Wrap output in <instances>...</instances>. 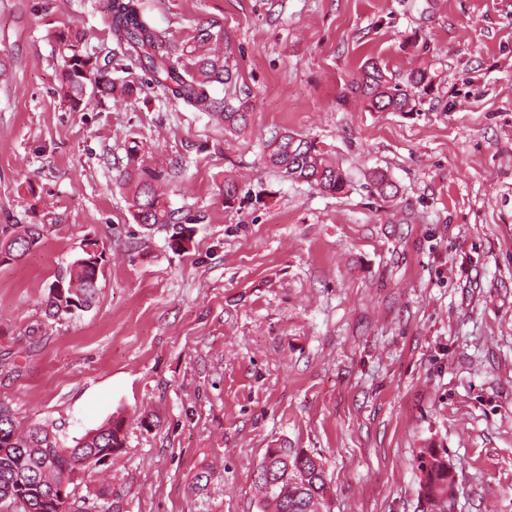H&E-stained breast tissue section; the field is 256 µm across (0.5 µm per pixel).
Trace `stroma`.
Segmentation results:
<instances>
[{"label": "stroma", "instance_id": "obj_1", "mask_svg": "<svg viewBox=\"0 0 512 512\" xmlns=\"http://www.w3.org/2000/svg\"><path fill=\"white\" fill-rule=\"evenodd\" d=\"M104 3L0 0V224L49 227L0 265V404L68 440L125 417L123 452L78 482L82 512H259L270 448L322 460L326 512H426L424 448L454 469L448 512H512V0H143L173 44L221 32L250 95L236 135L123 61L133 98L61 104L53 35L105 57ZM370 58L400 79L429 65L417 111L350 93ZM286 129L350 190L266 166ZM134 140L199 218L187 251L132 218L117 178ZM377 170L394 199L372 194ZM89 236L96 302L48 321L40 301Z\"/></svg>", "mask_w": 512, "mask_h": 512}]
</instances>
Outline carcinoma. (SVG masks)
I'll return each instance as SVG.
<instances>
[{
    "mask_svg": "<svg viewBox=\"0 0 512 512\" xmlns=\"http://www.w3.org/2000/svg\"><path fill=\"white\" fill-rule=\"evenodd\" d=\"M112 37L118 54L147 75L148 83L162 88L169 99L205 112L224 122V130L237 133L247 126L248 98L236 94L219 97L215 85H231L236 79V65L230 57L206 49L219 41L221 33L199 30L195 41L180 47L172 45L145 14L140 0H107ZM62 62L57 89L60 102L72 106L92 88L102 98L132 97L137 88L112 78L109 63L84 51L82 38L70 33L56 35ZM432 79L427 68L412 72L400 83L388 75V69L368 61L353 82L352 92L360 94L371 112H412L418 98L430 91ZM266 163L293 182L331 194L348 187L347 174L330 158L319 142L292 131L275 136L262 145ZM122 181L134 183L131 203L135 223L150 230L170 226L169 248L186 250L192 241L195 217L180 213L168 205L158 191L164 179L160 171L143 167L125 170ZM375 193L393 199L397 187L387 174H372ZM237 181L224 177V207L232 209L239 197ZM44 224H1L0 257L12 262L23 257L44 237ZM86 253L74 260L58 279L64 280L65 293H56L55 284L41 300L45 316L54 321L91 308L95 301L102 267L85 262ZM123 420L110 419L99 428L65 445L57 434L43 424L21 430L6 406L0 405V503H8L21 512H60L58 496L51 483L62 478L73 480L105 465L125 446ZM272 466L277 484L270 488L265 480L255 478L261 493L260 512H320L326 503L330 484L322 463L315 462L300 448H269L259 468ZM421 491L432 512H445L453 496L455 475L447 459L434 448H424L419 455Z\"/></svg>",
    "mask_w": 512,
    "mask_h": 512,
    "instance_id": "cac0c4a2",
    "label": "carcinoma"
}]
</instances>
